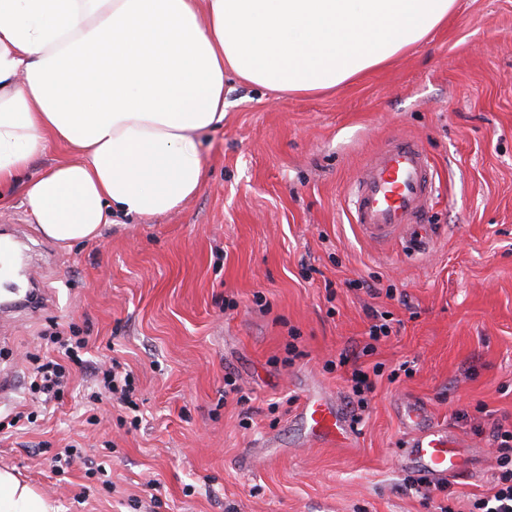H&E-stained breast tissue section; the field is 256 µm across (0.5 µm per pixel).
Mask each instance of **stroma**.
Wrapping results in <instances>:
<instances>
[{"mask_svg":"<svg viewBox=\"0 0 512 512\" xmlns=\"http://www.w3.org/2000/svg\"><path fill=\"white\" fill-rule=\"evenodd\" d=\"M224 122L200 136L205 180L178 210L106 225L91 241L44 238L14 188L0 226L22 231L27 268L51 301L0 326L11 391L0 420L36 407L28 352L49 321L75 325L96 362L132 370L138 413L100 404L73 370L63 404L0 432L14 469L58 512H436L396 466L402 399L465 445L451 512L487 495L489 432L512 420V0H455L447 22L381 67L335 88L281 95L227 79ZM420 139L437 172L433 253L374 249L345 201L393 134ZM376 281L394 297L348 288ZM398 325L375 356L329 372L369 326ZM303 358L283 365L290 331ZM409 362L413 372L397 367ZM382 363L351 448L307 444L295 401L323 386L349 406L353 370ZM234 377L247 401L225 397ZM78 441L106 474L52 473L42 447Z\"/></svg>","mask_w":512,"mask_h":512,"instance_id":"1","label":"stroma"}]
</instances>
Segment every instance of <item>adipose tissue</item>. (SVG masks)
Instances as JSON below:
<instances>
[{
    "instance_id": "1",
    "label": "adipose tissue",
    "mask_w": 512,
    "mask_h": 512,
    "mask_svg": "<svg viewBox=\"0 0 512 512\" xmlns=\"http://www.w3.org/2000/svg\"><path fill=\"white\" fill-rule=\"evenodd\" d=\"M455 0H0V190L47 140L85 152L23 203L62 244L119 217L168 214L202 187L200 132L224 80L283 93L335 87L423 40ZM0 512H56L0 469Z\"/></svg>"
}]
</instances>
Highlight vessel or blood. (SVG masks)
Wrapping results in <instances>:
<instances>
[{
  "instance_id": "1",
  "label": "vessel or blood",
  "mask_w": 512,
  "mask_h": 512,
  "mask_svg": "<svg viewBox=\"0 0 512 512\" xmlns=\"http://www.w3.org/2000/svg\"><path fill=\"white\" fill-rule=\"evenodd\" d=\"M436 191L435 166L424 144L393 135L370 156L347 190L351 222L377 247L401 243L413 254H429L433 238L425 219ZM296 418L307 439L331 446H345L352 439L349 418L326 391L303 394ZM399 418L409 434L406 453L397 460L400 467L430 479H447L460 471V441L446 428L430 424L423 404L402 402Z\"/></svg>"
}]
</instances>
